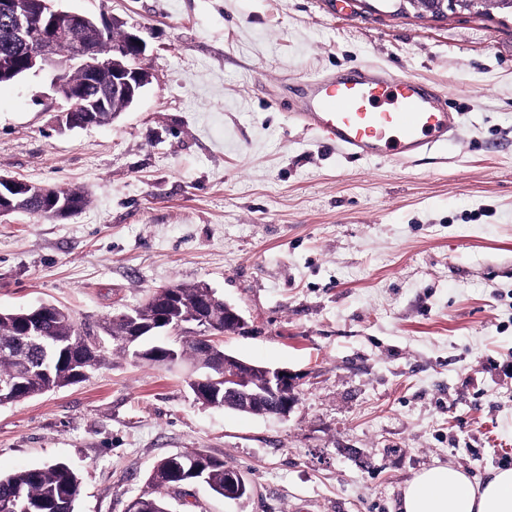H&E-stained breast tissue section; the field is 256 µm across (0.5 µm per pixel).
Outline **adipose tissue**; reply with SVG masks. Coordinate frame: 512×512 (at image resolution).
<instances>
[{
	"mask_svg": "<svg viewBox=\"0 0 512 512\" xmlns=\"http://www.w3.org/2000/svg\"><path fill=\"white\" fill-rule=\"evenodd\" d=\"M400 512H512V468L496 471L481 486L450 466L421 472L406 487Z\"/></svg>",
	"mask_w": 512,
	"mask_h": 512,
	"instance_id": "adipose-tissue-1",
	"label": "adipose tissue"
}]
</instances>
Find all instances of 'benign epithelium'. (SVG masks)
Wrapping results in <instances>:
<instances>
[{
	"instance_id": "benign-epithelium-1",
	"label": "benign epithelium",
	"mask_w": 512,
	"mask_h": 512,
	"mask_svg": "<svg viewBox=\"0 0 512 512\" xmlns=\"http://www.w3.org/2000/svg\"><path fill=\"white\" fill-rule=\"evenodd\" d=\"M55 0H37L36 4L23 0H0V14L10 17L8 39L24 51L21 62L13 55L0 57V77L21 72L50 69L54 72L53 87L66 102L59 123L68 127L93 126L98 113L127 111L149 84L150 76L141 67L145 46L140 37L122 31L120 45L107 48L102 36L118 25L114 21L97 20L91 15L54 7ZM86 34L73 56L60 60L55 56L56 45L73 31ZM93 84L98 95L90 99L84 95L85 86ZM29 185L22 180L0 174V216L13 213L18 204L28 198ZM256 366L234 355L224 354V364L216 380L224 382V407L239 411L250 410L256 392L246 385L247 374ZM266 374L268 401L265 414L288 417L298 401L299 377L287 368L261 367ZM224 494L230 499L241 493L246 482L240 471L231 469L225 476Z\"/></svg>"
}]
</instances>
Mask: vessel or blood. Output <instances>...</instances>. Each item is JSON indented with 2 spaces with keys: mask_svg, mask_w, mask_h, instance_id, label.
<instances>
[{
  "mask_svg": "<svg viewBox=\"0 0 512 512\" xmlns=\"http://www.w3.org/2000/svg\"><path fill=\"white\" fill-rule=\"evenodd\" d=\"M309 89L298 120L353 157L412 164L445 145L458 125L445 95L375 65L317 77Z\"/></svg>",
  "mask_w": 512,
  "mask_h": 512,
  "instance_id": "1",
  "label": "vessel or blood"
}]
</instances>
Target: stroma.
Returning a JSON list of instances; mask_svg holds the SVG:
<instances>
[{"label":"stroma","instance_id":"1","mask_svg":"<svg viewBox=\"0 0 512 512\" xmlns=\"http://www.w3.org/2000/svg\"><path fill=\"white\" fill-rule=\"evenodd\" d=\"M117 18L151 81L112 124L59 126L53 73L0 86V173L76 188L65 219L0 218V310L99 331L155 288L206 284L247 327L225 350L299 378L287 419L198 402L185 368L108 352L0 406V474L64 462L76 512H124L198 450L249 493L173 512H397L437 465L512 467V19L396 0H61ZM376 65L443 92L455 137L411 165L355 159L293 117L312 77Z\"/></svg>","mask_w":512,"mask_h":512}]
</instances>
